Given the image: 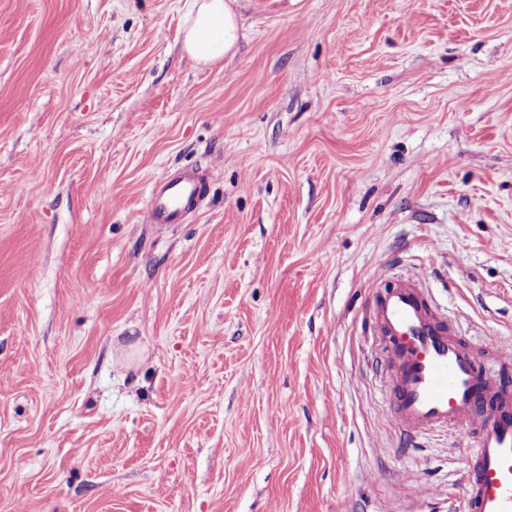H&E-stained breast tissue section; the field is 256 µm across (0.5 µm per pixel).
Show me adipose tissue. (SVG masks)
<instances>
[{
    "label": "adipose tissue",
    "mask_w": 512,
    "mask_h": 512,
    "mask_svg": "<svg viewBox=\"0 0 512 512\" xmlns=\"http://www.w3.org/2000/svg\"><path fill=\"white\" fill-rule=\"evenodd\" d=\"M236 0H186L183 48L197 64H212L233 51L238 39Z\"/></svg>",
    "instance_id": "adipose-tissue-1"
}]
</instances>
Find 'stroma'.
Segmentation results:
<instances>
[{
	"instance_id": "stroma-1",
	"label": "stroma",
	"mask_w": 512,
	"mask_h": 512,
	"mask_svg": "<svg viewBox=\"0 0 512 512\" xmlns=\"http://www.w3.org/2000/svg\"><path fill=\"white\" fill-rule=\"evenodd\" d=\"M184 2L0 0V512H462L368 285L512 341V0H238L207 67ZM200 193V183L188 171L155 182L149 191L146 223L179 224Z\"/></svg>"
}]
</instances>
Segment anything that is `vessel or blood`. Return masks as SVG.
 <instances>
[{"instance_id":"vessel-or-blood-1","label":"vessel or blood","mask_w":512,"mask_h":512,"mask_svg":"<svg viewBox=\"0 0 512 512\" xmlns=\"http://www.w3.org/2000/svg\"><path fill=\"white\" fill-rule=\"evenodd\" d=\"M200 193L187 171L155 182L147 223H180ZM373 314L397 366L389 402L398 427L414 437L445 427L472 439L464 512H512V382L488 372L483 353L456 338L422 275L401 277L377 295Z\"/></svg>"}]
</instances>
